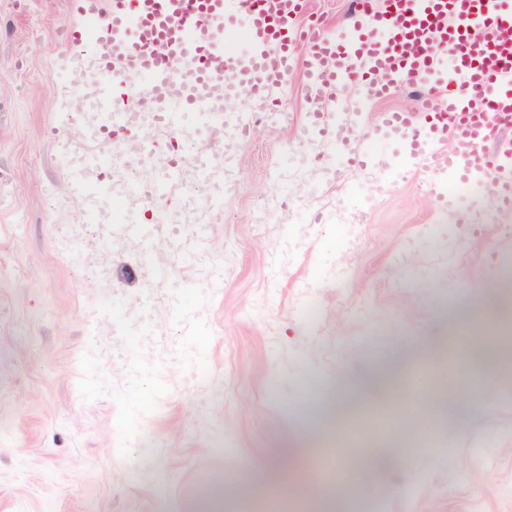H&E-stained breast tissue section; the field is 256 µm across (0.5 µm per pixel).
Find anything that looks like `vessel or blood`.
<instances>
[{
  "label": "vessel or blood",
  "mask_w": 512,
  "mask_h": 512,
  "mask_svg": "<svg viewBox=\"0 0 512 512\" xmlns=\"http://www.w3.org/2000/svg\"><path fill=\"white\" fill-rule=\"evenodd\" d=\"M303 13V0H71V54L55 95L62 124L94 114L78 125L66 175L99 242L152 246L159 236L157 225L120 222L97 204L113 185L98 178L92 153L133 131L136 112L179 143L191 168L154 167L150 183L128 182L119 201L150 193L177 200L205 238L236 174L233 149L215 156L199 135L221 130L231 142L258 115L280 119L299 42L310 105L303 139H319L346 167L362 169L383 140L398 138L434 204L452 201L454 186L477 183L496 194L500 211L512 210V8L504 0H358L349 27L333 36L298 26ZM174 58L181 71L171 68ZM395 87L415 92L417 110L362 124L366 104ZM233 88L249 91L250 111L226 115L224 97ZM327 89L347 93L332 118L325 115Z\"/></svg>",
  "instance_id": "1"
}]
</instances>
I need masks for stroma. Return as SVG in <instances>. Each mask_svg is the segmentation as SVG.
Masks as SVG:
<instances>
[{"label":"stroma","mask_w":512,"mask_h":512,"mask_svg":"<svg viewBox=\"0 0 512 512\" xmlns=\"http://www.w3.org/2000/svg\"><path fill=\"white\" fill-rule=\"evenodd\" d=\"M68 0H0V512H196V477L221 471L259 496L286 471L310 482L316 433L378 398L382 376L429 368L461 347L471 302L512 241L485 214L494 199L434 207L430 188L406 172L405 148L385 162L319 182L291 168L308 105L303 75L288 78V119L262 122L237 155L239 184L215 213L207 254L224 285L196 344L171 322L155 291L153 333L165 363L206 347L207 401L181 371L177 394L155 399L151 370L130 378L105 363L112 347L102 308L124 317L146 291L136 249H99L109 286L79 272L72 227L82 206L66 192L54 82L67 55ZM289 164L287 180L274 177ZM473 224L474 234L458 225ZM312 284L318 321L301 316ZM451 454L429 449L415 468L387 441L341 492L346 512H512V402L461 400L435 417ZM232 439L236 454L213 449ZM163 448L153 457L143 438ZM414 493L404 497V481Z\"/></svg>","instance_id":"obj_1"}]
</instances>
